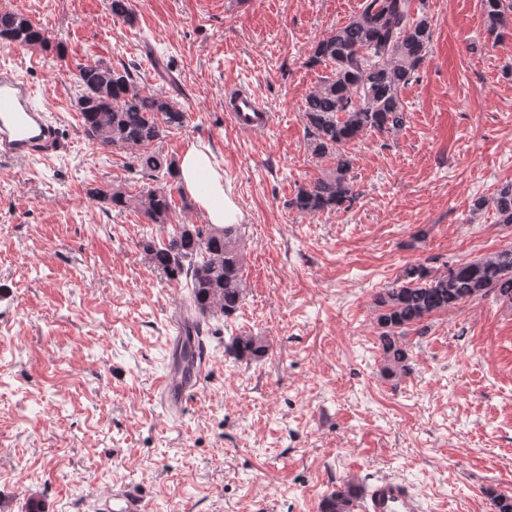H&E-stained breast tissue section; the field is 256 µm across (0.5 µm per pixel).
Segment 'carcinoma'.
<instances>
[{
    "instance_id": "obj_1",
    "label": "carcinoma",
    "mask_w": 512,
    "mask_h": 512,
    "mask_svg": "<svg viewBox=\"0 0 512 512\" xmlns=\"http://www.w3.org/2000/svg\"><path fill=\"white\" fill-rule=\"evenodd\" d=\"M481 9L491 36L501 37L512 24V0H481ZM432 36L433 19L424 0H362L358 12L313 45L309 64L322 65L328 73L304 100L305 137L311 155L334 160V167L298 187L291 200L298 212L337 213L352 205L357 193L348 147L368 134L388 135L405 126L401 93L419 78ZM0 46L53 50L61 59L65 53L62 43H52L44 28L15 11L0 12ZM75 106L89 142L129 151L147 176L161 172L175 177V159L152 148L165 132L185 125L186 113L173 96L147 92L130 71L98 62L79 68ZM89 196L117 212L134 208L150 224L174 225L164 242L147 243L144 249L154 267L188 288L186 344L204 333L210 315L219 312L228 318L238 310L245 287L237 225L175 223L172 195L163 186L137 194L121 186L93 188ZM487 205L494 207L499 223L512 224V182L491 199L475 201L477 209ZM400 280L373 298L382 328L381 369L396 380L412 371L406 333L425 334L427 319L489 294L512 305V247L442 270L408 264ZM227 351L238 360H256L268 354V345L261 336L241 335L231 339ZM359 496V487L347 483L323 499L321 512H354Z\"/></svg>"
}]
</instances>
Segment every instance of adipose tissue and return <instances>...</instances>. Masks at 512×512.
<instances>
[{"label": "adipose tissue", "mask_w": 512, "mask_h": 512, "mask_svg": "<svg viewBox=\"0 0 512 512\" xmlns=\"http://www.w3.org/2000/svg\"><path fill=\"white\" fill-rule=\"evenodd\" d=\"M177 178L209 223H234L236 208L225 197L223 178L204 149L195 145L187 148L177 166Z\"/></svg>", "instance_id": "adipose-tissue-1"}]
</instances>
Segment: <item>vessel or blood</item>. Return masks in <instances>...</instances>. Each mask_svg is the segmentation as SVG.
Here are the masks:
<instances>
[{
	"mask_svg": "<svg viewBox=\"0 0 512 512\" xmlns=\"http://www.w3.org/2000/svg\"><path fill=\"white\" fill-rule=\"evenodd\" d=\"M34 96L19 68L0 66V160L47 158L57 153L60 130L46 109L34 104ZM225 107L239 129L260 132L270 123L269 112L246 89H229ZM206 364L201 355L160 379L159 400L168 414L175 417L182 412ZM101 512H147V505L140 496L126 491L104 501ZM360 512H423V506L407 482L383 476L368 485Z\"/></svg>",
	"mask_w": 512,
	"mask_h": 512,
	"instance_id": "1",
	"label": "vessel or blood"
}]
</instances>
